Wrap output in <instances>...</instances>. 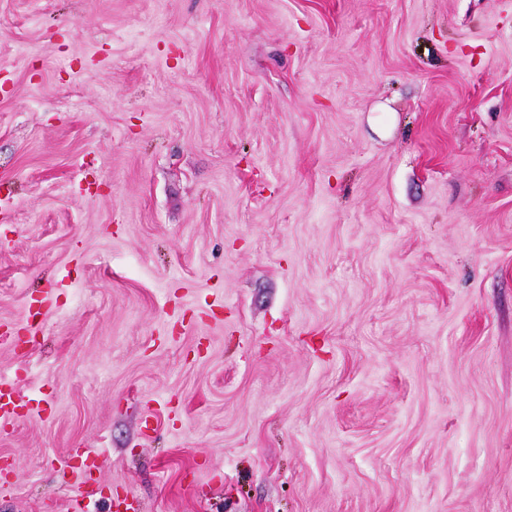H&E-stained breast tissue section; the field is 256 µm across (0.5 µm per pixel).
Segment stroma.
Returning <instances> with one entry per match:
<instances>
[{"mask_svg":"<svg viewBox=\"0 0 512 512\" xmlns=\"http://www.w3.org/2000/svg\"><path fill=\"white\" fill-rule=\"evenodd\" d=\"M0 512H512V0H0ZM32 400L17 390V383L12 377L0 372V419L19 420L24 418L29 411ZM23 410H26L24 413ZM71 453L77 454L81 458L82 466L78 468L76 474L69 471L70 481L76 480L79 496L76 497L71 505L72 512H88L89 504L87 500L93 498L100 487V478L98 475L97 459L98 453L92 448H72Z\"/></svg>","mask_w":512,"mask_h":512,"instance_id":"obj_1","label":"stroma"}]
</instances>
